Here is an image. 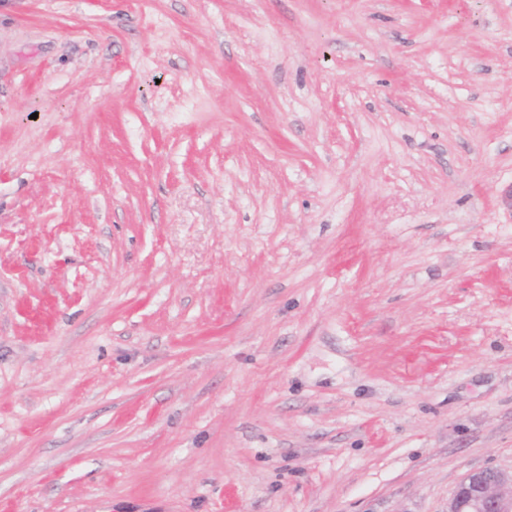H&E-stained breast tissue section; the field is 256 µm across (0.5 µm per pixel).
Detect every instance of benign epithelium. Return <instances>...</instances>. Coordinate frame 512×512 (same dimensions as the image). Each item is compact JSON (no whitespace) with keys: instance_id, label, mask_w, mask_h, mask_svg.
Here are the masks:
<instances>
[{"instance_id":"benign-epithelium-1","label":"benign epithelium","mask_w":512,"mask_h":512,"mask_svg":"<svg viewBox=\"0 0 512 512\" xmlns=\"http://www.w3.org/2000/svg\"><path fill=\"white\" fill-rule=\"evenodd\" d=\"M512 472L482 470L467 474L448 503V512H512Z\"/></svg>"}]
</instances>
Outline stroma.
<instances>
[{"label":"stroma","mask_w":512,"mask_h":512,"mask_svg":"<svg viewBox=\"0 0 512 512\" xmlns=\"http://www.w3.org/2000/svg\"><path fill=\"white\" fill-rule=\"evenodd\" d=\"M512 471V0H0V512H448Z\"/></svg>","instance_id":"35a3bbf8"}]
</instances>
